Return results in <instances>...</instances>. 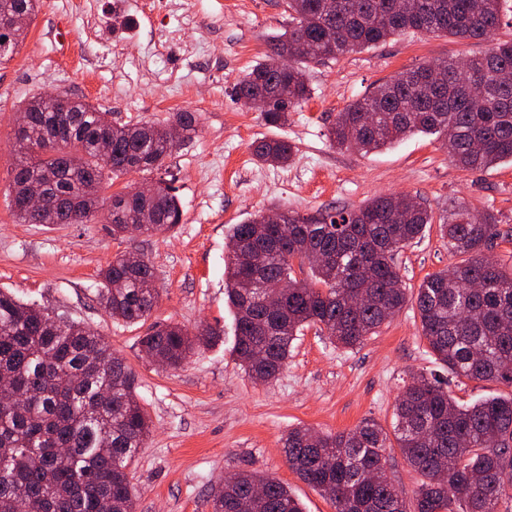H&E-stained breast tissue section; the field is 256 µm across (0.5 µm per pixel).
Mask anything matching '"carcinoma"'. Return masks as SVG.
I'll list each match as a JSON object with an SVG mask.
<instances>
[{
	"mask_svg": "<svg viewBox=\"0 0 512 512\" xmlns=\"http://www.w3.org/2000/svg\"><path fill=\"white\" fill-rule=\"evenodd\" d=\"M43 2L0 0V17H31ZM412 2L403 9L399 0H287L288 29L268 37L266 61L233 85L234 97L252 101L266 124L282 126L310 97L306 69L313 64L410 30L486 39L500 26L502 0ZM25 35L0 27V60L10 58ZM464 66L485 86V96L461 93L458 63L423 64L337 113L327 130L330 144L369 153L422 133L442 138L463 170L512 163V82L498 79L512 73V39L497 40ZM21 111L24 135L38 150L15 167L9 197L20 222L87 224L104 209L115 239L181 223L175 188L163 180L149 198L101 193L120 176L160 169L176 149L168 127L178 125L181 141L190 140L198 134L199 113L175 112L166 124H114L82 99L70 97L63 108L54 95H34ZM103 141L111 147L108 161L99 154ZM251 149L260 164L287 166L295 155L281 139L256 140ZM30 182L49 195L42 213L23 206ZM402 205L401 196L379 195L355 209L311 217L285 209L279 224L259 213L231 226L225 291L235 310V354L252 379H274L307 326L353 349L409 302L395 257L422 236L433 215L417 200ZM439 231L448 252L462 260L419 285L414 302L421 335L451 377L512 388V271L485 257L498 235L496 218L458 204ZM307 253L322 261L298 278L293 259ZM99 278L96 299L112 319L137 323L150 315L158 291L149 262L118 255ZM273 291L277 305L268 309L263 298ZM212 335L206 328L192 335L176 323L154 325L140 346L178 368ZM2 380L27 398L0 403V512H24L21 492L43 512H134L128 468L150 436L151 420L125 360L80 323L54 319L0 290ZM394 416L398 448L420 476L411 499L391 482L387 437L370 420L316 441L307 427L291 429L284 439L287 462L336 512H499L512 488V393L464 406L439 376L420 373L398 396ZM259 485L264 494L256 498ZM210 505L212 512H304L288 487L251 471L213 489Z\"/></svg>",
	"mask_w": 512,
	"mask_h": 512,
	"instance_id": "1",
	"label": "carcinoma"
}]
</instances>
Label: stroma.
Instances as JSON below:
<instances>
[{"label": "stroma", "instance_id": "1", "mask_svg": "<svg viewBox=\"0 0 512 512\" xmlns=\"http://www.w3.org/2000/svg\"><path fill=\"white\" fill-rule=\"evenodd\" d=\"M287 25L285 0H45L19 49L0 62V289L84 324L135 372L152 422L130 468L135 512H211L212 487L241 470L277 479L305 512H335L289 467L283 450L289 429L334 434L369 419L392 432L405 384L438 370L410 303L352 350L331 343L319 327L305 328L278 376L256 382L233 350L234 310L224 284L231 225L278 208L303 215L353 209L384 194L416 198L437 219L452 203H464L495 214L500 234L488 254L512 266L511 165L460 170L437 137L421 134L367 155L336 150L326 137L337 113L378 83L422 64L482 55L489 42L409 32L315 65L310 99L286 125L272 127L231 90L265 61L269 35ZM60 28L70 31L71 47L57 41ZM60 91L116 123L199 113L197 137L162 169L113 185L118 191L174 178L181 224L116 240L101 216L90 224L18 222L8 196L19 160L17 113L33 95ZM264 137L296 145L289 166L254 161L250 145ZM124 251L151 264L159 290L148 320L136 324L112 320L94 296L100 270ZM453 261L434 227L396 257L411 295ZM156 322L192 332L207 326L218 335L188 363L168 369L140 351V336Z\"/></svg>", "mask_w": 512, "mask_h": 512}]
</instances>
